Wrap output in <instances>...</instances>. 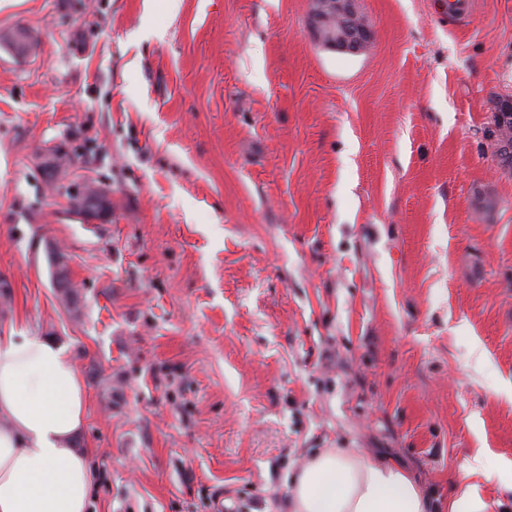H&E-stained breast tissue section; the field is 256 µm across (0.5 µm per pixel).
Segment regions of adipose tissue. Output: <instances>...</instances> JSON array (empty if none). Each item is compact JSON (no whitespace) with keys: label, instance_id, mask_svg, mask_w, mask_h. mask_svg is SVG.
<instances>
[{"label":"adipose tissue","instance_id":"1","mask_svg":"<svg viewBox=\"0 0 512 512\" xmlns=\"http://www.w3.org/2000/svg\"><path fill=\"white\" fill-rule=\"evenodd\" d=\"M87 396L63 348L24 326L0 337V512H88ZM287 512H429V500L399 466L329 448L295 478Z\"/></svg>","mask_w":512,"mask_h":512}]
</instances>
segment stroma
Masks as SVG:
<instances>
[{"mask_svg": "<svg viewBox=\"0 0 512 512\" xmlns=\"http://www.w3.org/2000/svg\"><path fill=\"white\" fill-rule=\"evenodd\" d=\"M471 2L356 0L347 54L312 0H0L38 41L0 48V336L83 373L90 512H283L326 448L512 512V0ZM51 144L104 222L50 189ZM327 12L336 17V20H331L333 26L337 25L336 33L324 32ZM311 22L322 44L329 49L357 53L370 39L369 31L360 20L353 0H315ZM506 112L505 115L511 112L510 116L499 118V113ZM493 129L490 130L491 134H496V137L506 139L509 142H500L498 144V151L505 157L512 155V97H506L499 101L497 112L492 113L491 122Z\"/></svg>", "mask_w": 512, "mask_h": 512, "instance_id": "stroma-1", "label": "stroma"}]
</instances>
